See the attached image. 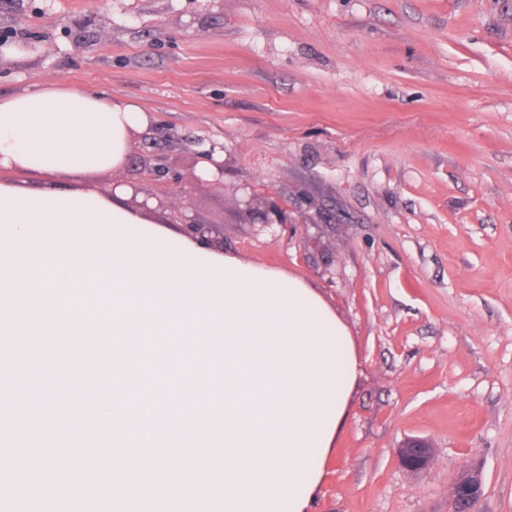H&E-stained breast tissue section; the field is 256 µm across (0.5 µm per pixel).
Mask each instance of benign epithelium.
<instances>
[{"instance_id": "benign-epithelium-1", "label": "benign epithelium", "mask_w": 512, "mask_h": 512, "mask_svg": "<svg viewBox=\"0 0 512 512\" xmlns=\"http://www.w3.org/2000/svg\"><path fill=\"white\" fill-rule=\"evenodd\" d=\"M143 180L160 183L163 190L150 192L137 183L130 182L132 196H145L138 206L150 211L149 201H156V207L162 211L171 212L173 222L179 224L182 230L195 238L205 241L209 246L224 248V233L213 224L199 221L189 215L190 203L187 186L176 175L170 174L165 164L158 162L143 170ZM240 204L244 206L248 223L269 229L274 225L288 223V214L272 197H259L254 192L244 193ZM398 467L411 476H419L429 472L436 460V449L432 444L421 438H409L395 449ZM484 477L478 467L465 470L450 486L449 512H474L473 507L483 494Z\"/></svg>"}]
</instances>
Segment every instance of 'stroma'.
Wrapping results in <instances>:
<instances>
[{"label":"stroma","instance_id":"stroma-1","mask_svg":"<svg viewBox=\"0 0 512 512\" xmlns=\"http://www.w3.org/2000/svg\"><path fill=\"white\" fill-rule=\"evenodd\" d=\"M0 97L59 81L150 116L137 182L163 155L224 250L314 286L361 373L315 512H512V0H0ZM289 221L247 224L238 188ZM437 449L414 479L393 450ZM484 477L479 467L465 470L450 486L449 512H474L483 494Z\"/></svg>","mask_w":512,"mask_h":512}]
</instances>
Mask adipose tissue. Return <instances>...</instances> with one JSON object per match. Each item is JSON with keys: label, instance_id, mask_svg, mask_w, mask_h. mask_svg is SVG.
Returning <instances> with one entry per match:
<instances>
[{"label": "adipose tissue", "instance_id": "obj_1", "mask_svg": "<svg viewBox=\"0 0 512 512\" xmlns=\"http://www.w3.org/2000/svg\"><path fill=\"white\" fill-rule=\"evenodd\" d=\"M148 117L49 82L0 98V335L97 337L99 374L173 392L185 512H313L359 375L305 280L60 179L123 168Z\"/></svg>", "mask_w": 512, "mask_h": 512}]
</instances>
